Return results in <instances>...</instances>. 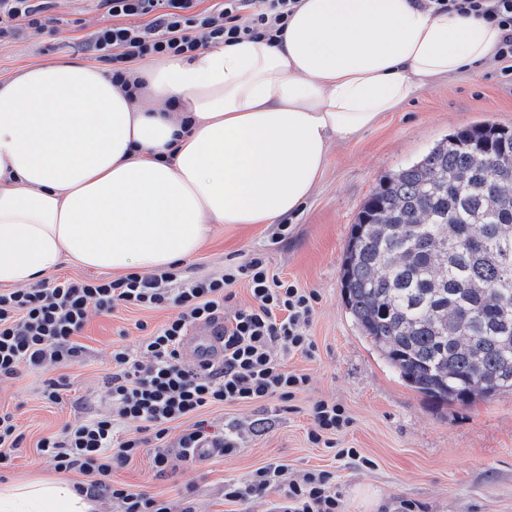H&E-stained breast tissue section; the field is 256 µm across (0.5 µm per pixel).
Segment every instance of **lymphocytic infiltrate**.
<instances>
[{
    "label": "lymphocytic infiltrate",
    "mask_w": 512,
    "mask_h": 512,
    "mask_svg": "<svg viewBox=\"0 0 512 512\" xmlns=\"http://www.w3.org/2000/svg\"><path fill=\"white\" fill-rule=\"evenodd\" d=\"M58 0H0V41L21 30L41 32L46 14ZM106 22L81 44L94 61L108 65L120 80L136 63L196 53L243 40L281 42L288 20L301 0H217L200 8L199 0H96ZM419 8L448 12L497 25L501 39L494 61L512 76V0H417ZM249 289L252 302L232 308L237 283ZM317 295L298 284L271 275L255 254L204 277H184L176 269L148 275L128 273L116 279L70 277L39 281L21 288L0 290V380L49 365L67 366L83 359L77 338L90 311L109 315L116 308L169 310L168 319L152 328L135 349L112 351V373L105 379L109 408L66 424L38 441L58 470H77L90 478V497H110L122 512H195L190 499L181 507L113 484L114 469L151 451L158 474L172 469L170 448L180 461L196 459L201 448H217L229 455L238 448L234 431H210L202 414L226 404H257L271 399L286 403L303 391L306 375L289 370L288 356L311 355L308 328ZM224 319V362L198 372L182 361L180 348L187 329L215 317ZM189 419L179 436L175 421ZM135 435H128V424ZM283 465L257 468L247 483L224 486L225 500L248 503L277 485L285 500L275 512H344L333 476L307 470L285 479Z\"/></svg>",
    "instance_id": "1"
}]
</instances>
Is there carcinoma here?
I'll return each mask as SVG.
<instances>
[{"label": "carcinoma", "instance_id": "1", "mask_svg": "<svg viewBox=\"0 0 512 512\" xmlns=\"http://www.w3.org/2000/svg\"><path fill=\"white\" fill-rule=\"evenodd\" d=\"M342 288L362 336L415 391L512 394V127L455 129L383 176L351 227Z\"/></svg>", "mask_w": 512, "mask_h": 512}]
</instances>
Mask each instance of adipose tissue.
<instances>
[{
  "mask_svg": "<svg viewBox=\"0 0 512 512\" xmlns=\"http://www.w3.org/2000/svg\"><path fill=\"white\" fill-rule=\"evenodd\" d=\"M485 21L413 0H303L281 43L133 68L139 94L63 60L0 82V285L65 262L164 270L216 224H273L312 195L333 140L490 60ZM62 479L0 485V512H92Z\"/></svg>",
  "mask_w": 512,
  "mask_h": 512,
  "instance_id": "adipose-tissue-1",
  "label": "adipose tissue"
}]
</instances>
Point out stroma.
Masks as SVG:
<instances>
[{"label":"stroma","mask_w":512,"mask_h":512,"mask_svg":"<svg viewBox=\"0 0 512 512\" xmlns=\"http://www.w3.org/2000/svg\"><path fill=\"white\" fill-rule=\"evenodd\" d=\"M53 15L41 34L0 45V81L62 59L86 61L78 44L103 22L95 0H61ZM480 123L512 126V79L491 62L434 81L372 129L332 143L315 192L286 218L288 241L273 243L271 224L216 225L184 262L189 275L206 276L226 261L259 253L271 273L318 294L308 331L315 350L288 360L290 370L308 375L309 385L288 403L214 409L211 419L244 429L234 455L202 458L160 477L145 453L114 470L113 481L172 503L192 497L196 512H241V504L225 501V483L246 484L255 469L278 463L292 475L330 471L345 512H399L406 499L422 512H512V395L446 404L412 390L361 335L341 297L345 242L380 178L452 130ZM168 316L165 310L91 314L79 338L86 347L83 362L0 382V408L15 413L24 435L20 450L0 465V483L55 477L38 441L84 408H100L113 348L137 345V322L154 327ZM61 375L70 381L69 392L62 403H45L44 381ZM322 399L341 403L351 418L331 448L307 438L312 408ZM340 448L358 449L363 463L337 456Z\"/></svg>","instance_id":"stroma-1"}]
</instances>
